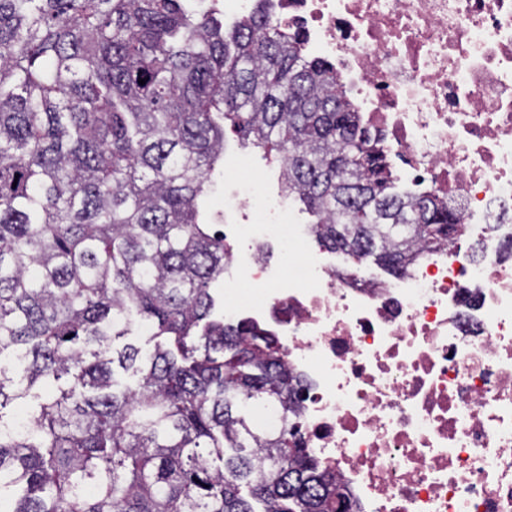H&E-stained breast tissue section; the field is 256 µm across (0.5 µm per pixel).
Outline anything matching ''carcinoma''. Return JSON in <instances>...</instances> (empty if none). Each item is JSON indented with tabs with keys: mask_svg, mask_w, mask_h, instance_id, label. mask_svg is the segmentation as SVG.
Returning a JSON list of instances; mask_svg holds the SVG:
<instances>
[{
	"mask_svg": "<svg viewBox=\"0 0 512 512\" xmlns=\"http://www.w3.org/2000/svg\"><path fill=\"white\" fill-rule=\"evenodd\" d=\"M301 41L216 0H0V512H359L303 446L278 341L214 317L224 123L351 261L399 273L459 219L396 191ZM30 396V429L3 419Z\"/></svg>",
	"mask_w": 512,
	"mask_h": 512,
	"instance_id": "cac0c4a2",
	"label": "carcinoma"
}]
</instances>
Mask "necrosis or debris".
Segmentation results:
<instances>
[{"instance_id": "obj_1", "label": "necrosis or debris", "mask_w": 512, "mask_h": 512, "mask_svg": "<svg viewBox=\"0 0 512 512\" xmlns=\"http://www.w3.org/2000/svg\"><path fill=\"white\" fill-rule=\"evenodd\" d=\"M260 6L332 66L397 181L463 231L378 280L267 196L281 257L225 231L224 319L278 338L305 445L361 512H512V0H224Z\"/></svg>"}]
</instances>
